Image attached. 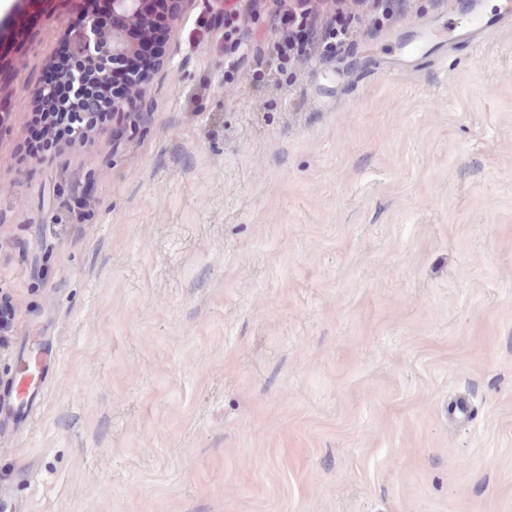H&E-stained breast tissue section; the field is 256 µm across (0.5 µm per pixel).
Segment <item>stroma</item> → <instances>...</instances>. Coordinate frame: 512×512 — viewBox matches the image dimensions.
Segmentation results:
<instances>
[{
    "label": "stroma",
    "mask_w": 512,
    "mask_h": 512,
    "mask_svg": "<svg viewBox=\"0 0 512 512\" xmlns=\"http://www.w3.org/2000/svg\"><path fill=\"white\" fill-rule=\"evenodd\" d=\"M277 10L198 0L120 147L27 159L80 4L0 0L7 504L512 512V0L284 68Z\"/></svg>",
    "instance_id": "35a3bbf8"
}]
</instances>
